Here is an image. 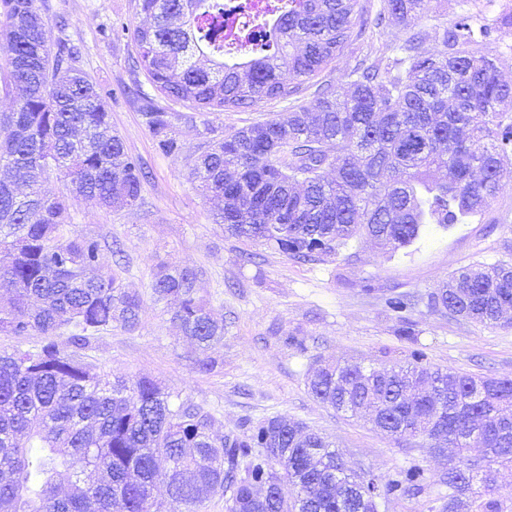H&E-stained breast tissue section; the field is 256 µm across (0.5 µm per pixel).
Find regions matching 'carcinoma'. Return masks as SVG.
Wrapping results in <instances>:
<instances>
[{"label": "carcinoma", "mask_w": 512, "mask_h": 512, "mask_svg": "<svg viewBox=\"0 0 512 512\" xmlns=\"http://www.w3.org/2000/svg\"><path fill=\"white\" fill-rule=\"evenodd\" d=\"M134 64L167 97L201 114L286 100L354 36L429 16L432 0H383L374 17L359 0H286L264 50L224 49L221 0H131ZM37 0H0V81L14 107L0 113V333L39 336L33 349L0 351V512H152L157 485L172 512H198L222 493L225 512H378L423 489L417 464L383 479L346 461L318 432L285 416L245 422L219 439L211 416L149 378L110 379L84 361L98 335L138 324L141 297L99 266L93 238H64L79 197L112 212L140 199L146 172L112 129L106 93L66 42L50 47ZM512 11L492 24L459 17L435 29L443 49L407 35L393 54L361 61L346 90H317L319 111L292 106L279 119L211 138L191 177L223 202L217 223L297 261L335 256L359 235L394 255L425 227L481 213L512 170V82L485 50ZM288 73H283V69ZM158 152L178 156V128L194 116L141 96ZM68 193L46 195L51 174ZM198 271L159 265L157 303L205 351L224 322L198 297ZM385 306L411 335L417 305L392 293ZM428 307L493 325L512 308V264L453 272ZM318 401L401 445L448 446L465 457L481 439L485 465L448 466L442 512H512L495 473L512 467V378L432 368L420 350L382 372L359 363L314 369ZM288 482L294 495L263 494Z\"/></svg>", "instance_id": "1"}]
</instances>
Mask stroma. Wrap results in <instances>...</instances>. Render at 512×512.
I'll return each mask as SVG.
<instances>
[{
	"label": "stroma",
	"instance_id": "1",
	"mask_svg": "<svg viewBox=\"0 0 512 512\" xmlns=\"http://www.w3.org/2000/svg\"><path fill=\"white\" fill-rule=\"evenodd\" d=\"M48 21L49 44L68 40L82 50L81 64L106 92L112 127L128 152L143 163L148 178L135 207L106 212L86 199L75 201L67 237L98 239L100 268L120 269L124 288L142 299L137 328L104 333L89 360L110 376L149 377L182 399L204 407L211 431L242 433L245 420L281 415L335 442L344 458L388 475L419 463L427 482L413 496L390 500L386 512H440L447 487L439 482L446 457L431 449L405 451L370 425L317 401L309 392L311 368L346 361L383 368L419 349L429 365L462 373L512 378V311L486 326L451 319L428 309L455 270L472 263H512V176L481 215L448 229L426 227L420 238L394 256L358 237L338 255L303 263L267 246L230 235L217 224V206L189 175L214 126L216 136L280 117L290 104L316 110L319 85L342 86L345 71L359 60L386 55L409 31L422 33L427 51L437 50L436 25H450L463 11L491 21L512 8V0H433L431 18L412 27L388 22L372 39H352L323 71L305 83L293 101L267 100L247 109L211 114L208 122L182 126L178 158L158 153L141 118L140 94L183 111L154 90L145 73L132 69V30L145 16L133 15L130 0H38ZM251 253L253 263L240 261ZM199 271V293L224 320V340L201 351L153 302L158 263ZM414 295L415 334L399 336L384 304L391 292ZM217 362L212 372L197 368L201 355Z\"/></svg>",
	"mask_w": 512,
	"mask_h": 512
}]
</instances>
